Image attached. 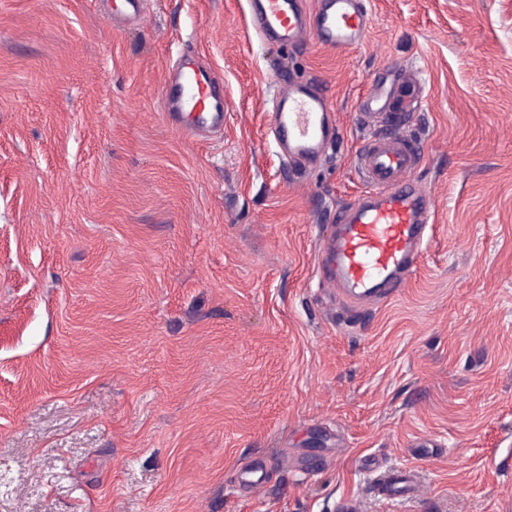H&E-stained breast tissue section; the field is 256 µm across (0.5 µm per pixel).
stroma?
<instances>
[{"label": "stroma", "instance_id": "obj_1", "mask_svg": "<svg viewBox=\"0 0 512 512\" xmlns=\"http://www.w3.org/2000/svg\"><path fill=\"white\" fill-rule=\"evenodd\" d=\"M113 2L0 0V512H512V0H369L341 55L260 41L245 0ZM186 52L223 135L165 120ZM389 67L421 73L434 238L355 318L318 253ZM309 78L340 135L292 172L269 112ZM369 458L423 498H365Z\"/></svg>", "mask_w": 512, "mask_h": 512}]
</instances>
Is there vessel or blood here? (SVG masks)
<instances>
[{
	"instance_id": "obj_1",
	"label": "vessel or blood",
	"mask_w": 512,
	"mask_h": 512,
	"mask_svg": "<svg viewBox=\"0 0 512 512\" xmlns=\"http://www.w3.org/2000/svg\"><path fill=\"white\" fill-rule=\"evenodd\" d=\"M259 39L289 49L307 43L344 52L358 46L371 25L367 0H246ZM391 92L369 91L359 104L368 128L356 154L368 191L355 205L337 210L324 236L319 277L331 303L359 306L379 302L402 288L416 271L433 236L434 201L413 180L424 158L421 143L403 129L409 112H391ZM167 120L192 138L224 128V96L209 67L178 60L169 67L163 90ZM270 133L289 167L320 158L338 134L328 91L311 80L292 82L272 102ZM423 483L415 468L380 469L374 479L378 501L420 498Z\"/></svg>"
}]
</instances>
